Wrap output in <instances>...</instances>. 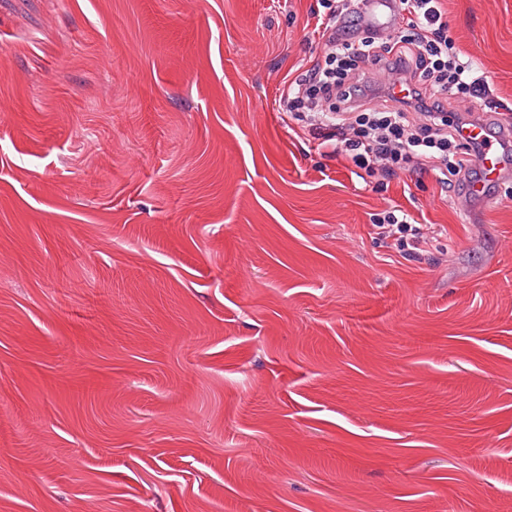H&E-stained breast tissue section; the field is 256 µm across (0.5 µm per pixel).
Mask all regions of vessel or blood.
Returning a JSON list of instances; mask_svg holds the SVG:
<instances>
[{"mask_svg": "<svg viewBox=\"0 0 512 512\" xmlns=\"http://www.w3.org/2000/svg\"><path fill=\"white\" fill-rule=\"evenodd\" d=\"M359 16L364 28L382 35L392 33L398 21L396 0H362ZM467 137L481 143L482 149L473 160L481 173L480 181L466 185L464 200L485 199L493 184L504 178H512V165L501 149L504 141L512 140V121L500 119L498 127H491L485 120H477L466 132Z\"/></svg>", "mask_w": 512, "mask_h": 512, "instance_id": "1", "label": "vessel or blood"}]
</instances>
